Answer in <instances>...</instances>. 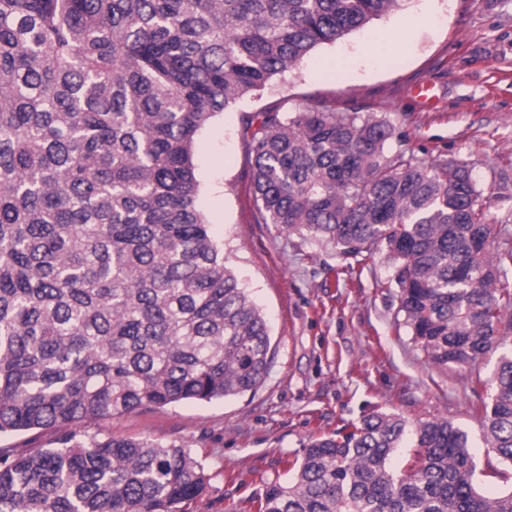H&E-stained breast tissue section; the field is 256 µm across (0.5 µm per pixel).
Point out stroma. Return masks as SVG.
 <instances>
[{"label": "stroma", "instance_id": "stroma-1", "mask_svg": "<svg viewBox=\"0 0 512 512\" xmlns=\"http://www.w3.org/2000/svg\"><path fill=\"white\" fill-rule=\"evenodd\" d=\"M432 87L418 100L416 85ZM328 106L388 119L389 152L464 162L490 214L512 226V0H403L396 11L317 47L199 134V203L271 329V362L254 390L88 423V436L190 448L206 487L189 512H256L270 483L312 437L376 411L446 416L480 438L498 361L439 367L415 345L384 252L365 263L310 234L261 224L241 116L269 104Z\"/></svg>", "mask_w": 512, "mask_h": 512}]
</instances>
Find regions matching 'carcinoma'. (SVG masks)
I'll return each mask as SVG.
<instances>
[{"label": "carcinoma", "mask_w": 512, "mask_h": 512, "mask_svg": "<svg viewBox=\"0 0 512 512\" xmlns=\"http://www.w3.org/2000/svg\"><path fill=\"white\" fill-rule=\"evenodd\" d=\"M402 0H0V512H187L190 450L88 438L106 416L210 402L265 378L270 331L198 205V133L316 47ZM242 125L264 223L395 268L413 340L439 366L512 341V234L468 164L390 154L389 120L307 108ZM481 441L512 466V353ZM414 453L390 460L406 435ZM256 512H512L469 433L375 412L313 438ZM58 431L54 428L36 430L32 433L2 437L0 446H14L21 449L53 448L56 446Z\"/></svg>", "instance_id": "carcinoma-1"}]
</instances>
